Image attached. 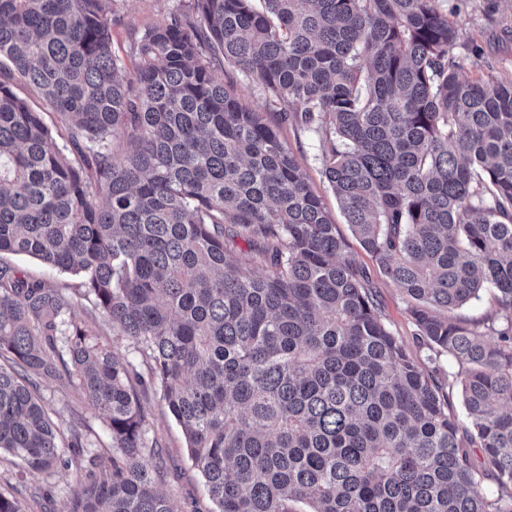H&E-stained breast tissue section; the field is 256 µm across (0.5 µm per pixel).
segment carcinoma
Segmentation results:
<instances>
[{"label":"carcinoma","mask_w":512,"mask_h":512,"mask_svg":"<svg viewBox=\"0 0 512 512\" xmlns=\"http://www.w3.org/2000/svg\"><path fill=\"white\" fill-rule=\"evenodd\" d=\"M440 2L187 0L134 34L128 79L112 0H0V254L77 279L0 264V452L43 472L82 454V424L63 437L38 394L62 376L112 438L64 512H176L145 454L152 386L216 512H512V79L459 76ZM289 122L321 135L346 223L453 379L394 336ZM486 288L499 330L457 314ZM217 75L223 81L224 86H233L237 98L243 105L260 112H271L266 98L257 90L251 79H247L236 72H231L227 68H219ZM3 260L17 269L41 278L51 283H74L75 277L59 273L56 270L41 264L38 260L29 257H3ZM109 341L112 343V351L124 362L132 365L134 369L142 373L144 376L147 374V367L141 355L130 344L129 341L119 336H102L101 341Z\"/></svg>","instance_id":"obj_1"}]
</instances>
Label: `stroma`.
Returning <instances> with one entry per match:
<instances>
[{
    "label": "stroma",
    "instance_id": "35a3bbf8",
    "mask_svg": "<svg viewBox=\"0 0 512 512\" xmlns=\"http://www.w3.org/2000/svg\"><path fill=\"white\" fill-rule=\"evenodd\" d=\"M179 0H114L119 20L112 26V50L125 64L126 77H134L136 59L129 49V34L163 23ZM486 0H443L442 7L458 30L459 45L453 54L460 61L461 77L471 80L512 79V5L501 0L495 14H487ZM282 136L297 156L309 181L332 216L346 244V252L364 268L369 287L392 331L406 350L425 357L416 328L407 313L402 292L379 269L374 257L354 236L340 211L331 188L322 174V141L309 130L295 125L282 129ZM40 394L45 407L60 430H67L73 416L85 424L92 453L109 457L111 437L106 421L85 403L67 378L42 383ZM146 409V438L157 441L166 477L163 491L178 512H214L202 477L193 466L180 426L161 402L158 393L142 397ZM86 469L79 462L58 466L52 473L30 470L19 459L0 454V493L17 496L24 512H63L65 503L84 480Z\"/></svg>",
    "mask_w": 512,
    "mask_h": 512
}]
</instances>
